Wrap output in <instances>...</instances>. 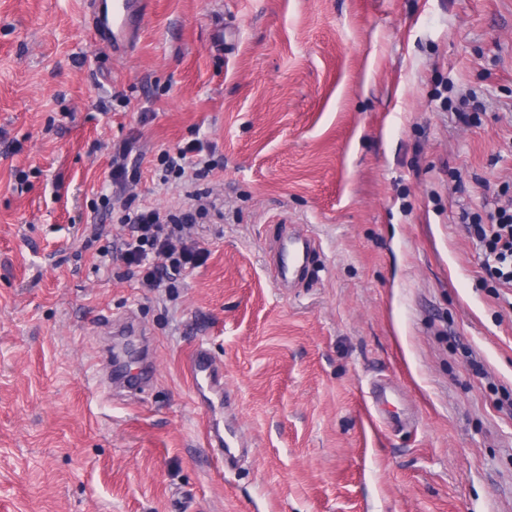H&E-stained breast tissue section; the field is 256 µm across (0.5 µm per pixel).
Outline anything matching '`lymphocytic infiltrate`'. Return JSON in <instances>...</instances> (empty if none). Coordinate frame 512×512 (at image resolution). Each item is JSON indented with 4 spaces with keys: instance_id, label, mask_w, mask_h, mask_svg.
Segmentation results:
<instances>
[{
    "instance_id": "lymphocytic-infiltrate-1",
    "label": "lymphocytic infiltrate",
    "mask_w": 512,
    "mask_h": 512,
    "mask_svg": "<svg viewBox=\"0 0 512 512\" xmlns=\"http://www.w3.org/2000/svg\"><path fill=\"white\" fill-rule=\"evenodd\" d=\"M204 145L192 139L175 150H165L157 160L166 177L191 183L206 179L212 164L203 154ZM130 142L114 144L111 157V183L115 196L126 189ZM190 214L177 217L154 208L139 207L124 199L121 222L112 235V244L100 252L102 262L117 261L127 273L136 275L141 287L163 292L174 287L180 275L200 267L209 251L195 234V217L206 216L216 206L209 192H189ZM469 232L482 257L483 267L497 283L512 288V211L501 210L493 224L474 221Z\"/></svg>"
}]
</instances>
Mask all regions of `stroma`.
<instances>
[{"label": "stroma", "mask_w": 512, "mask_h": 512, "mask_svg": "<svg viewBox=\"0 0 512 512\" xmlns=\"http://www.w3.org/2000/svg\"><path fill=\"white\" fill-rule=\"evenodd\" d=\"M152 2L119 57L87 0H0V512H512V288L467 230L512 208V0ZM131 136V192L162 210L191 186L157 155L216 148L210 256L167 297L84 243L118 221ZM289 228L319 247L280 284ZM129 313L137 393L89 374ZM200 342L231 468L184 369ZM131 152L132 146L128 140L112 146L111 183L113 193L118 199H122V195L125 193L128 158Z\"/></svg>", "instance_id": "stroma-1"}]
</instances>
